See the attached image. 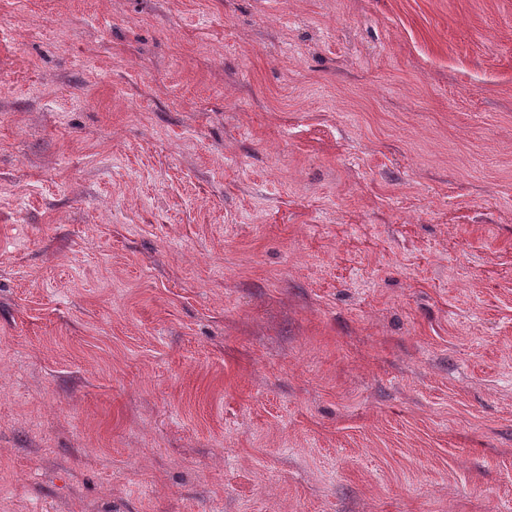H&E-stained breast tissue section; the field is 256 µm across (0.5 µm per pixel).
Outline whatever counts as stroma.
Wrapping results in <instances>:
<instances>
[{
	"label": "stroma",
	"instance_id": "obj_1",
	"mask_svg": "<svg viewBox=\"0 0 512 512\" xmlns=\"http://www.w3.org/2000/svg\"><path fill=\"white\" fill-rule=\"evenodd\" d=\"M10 512H512V0H0Z\"/></svg>",
	"mask_w": 512,
	"mask_h": 512
}]
</instances>
